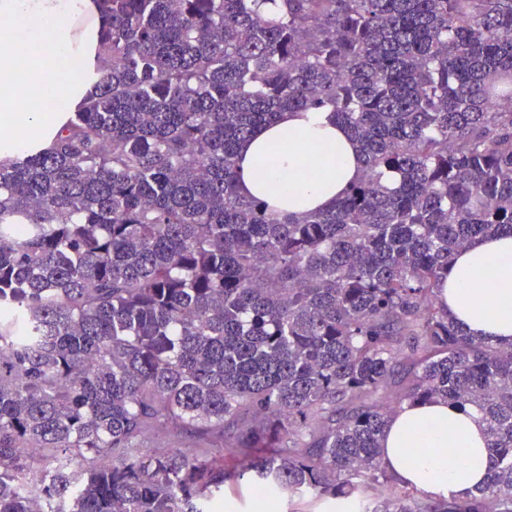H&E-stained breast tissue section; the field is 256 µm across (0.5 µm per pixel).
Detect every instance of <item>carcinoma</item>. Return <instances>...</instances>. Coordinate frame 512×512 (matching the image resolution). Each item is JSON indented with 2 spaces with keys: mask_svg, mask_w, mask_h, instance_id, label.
<instances>
[{
  "mask_svg": "<svg viewBox=\"0 0 512 512\" xmlns=\"http://www.w3.org/2000/svg\"><path fill=\"white\" fill-rule=\"evenodd\" d=\"M95 2L94 92L0 162V512H210L249 473L512 512V346L437 301L456 250L512 235V0ZM320 108L361 177L303 218L240 195V143ZM434 399L486 423L457 501L382 462Z\"/></svg>",
  "mask_w": 512,
  "mask_h": 512,
  "instance_id": "carcinoma-1",
  "label": "carcinoma"
}]
</instances>
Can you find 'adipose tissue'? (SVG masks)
Listing matches in <instances>:
<instances>
[{"label":"adipose tissue","mask_w":512,"mask_h":512,"mask_svg":"<svg viewBox=\"0 0 512 512\" xmlns=\"http://www.w3.org/2000/svg\"><path fill=\"white\" fill-rule=\"evenodd\" d=\"M96 11L93 0H0V161L50 140L64 110L89 94L85 45L96 32H74L72 23ZM272 146L276 155L258 167ZM361 170L347 130L326 109L282 113L241 144L237 159L241 194L298 217L328 208ZM438 301L472 335L511 345L512 236L479 238L453 255ZM382 445L398 483L433 501L466 497L487 478L485 425L472 408L402 406ZM451 448L462 450L464 470L449 465Z\"/></svg>","instance_id":"adipose-tissue-1"}]
</instances>
